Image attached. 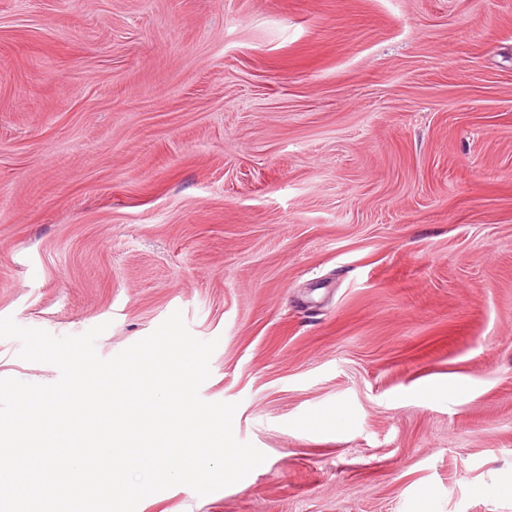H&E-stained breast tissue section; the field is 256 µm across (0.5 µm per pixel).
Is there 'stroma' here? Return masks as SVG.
I'll return each instance as SVG.
<instances>
[{"instance_id":"1","label":"stroma","mask_w":512,"mask_h":512,"mask_svg":"<svg viewBox=\"0 0 512 512\" xmlns=\"http://www.w3.org/2000/svg\"><path fill=\"white\" fill-rule=\"evenodd\" d=\"M177 310L267 459L137 512H512V0H0V317Z\"/></svg>"}]
</instances>
